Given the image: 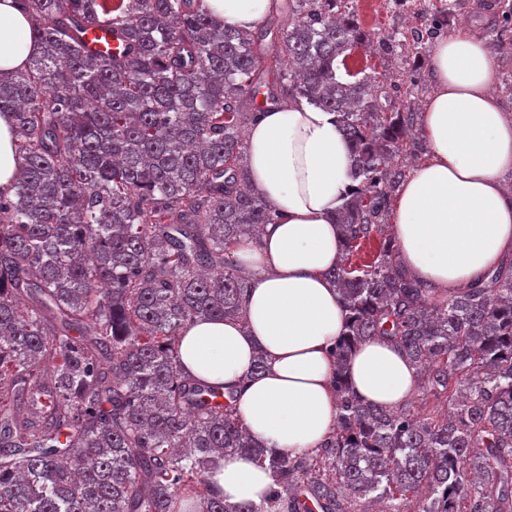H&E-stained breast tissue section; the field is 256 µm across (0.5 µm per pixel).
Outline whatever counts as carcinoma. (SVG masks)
<instances>
[{
    "instance_id": "1",
    "label": "carcinoma",
    "mask_w": 512,
    "mask_h": 512,
    "mask_svg": "<svg viewBox=\"0 0 512 512\" xmlns=\"http://www.w3.org/2000/svg\"><path fill=\"white\" fill-rule=\"evenodd\" d=\"M15 2L40 51L0 74L24 159L0 194V512H512V261L448 298L399 266L384 233L419 113L338 76L367 39L349 0H283L288 27L252 31L204 0ZM102 20L115 52L85 50ZM289 97L338 113L359 179L329 272L346 311L336 428L298 456L258 446L235 392L185 372L177 346L242 316L251 282L230 253L274 219L243 129ZM373 240L372 262L347 261ZM372 338L419 369L398 409L340 371ZM234 454L271 471L264 502L208 489Z\"/></svg>"
}]
</instances>
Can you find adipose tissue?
I'll use <instances>...</instances> for the list:
<instances>
[{"label": "adipose tissue", "instance_id": "ef3b65f1", "mask_svg": "<svg viewBox=\"0 0 512 512\" xmlns=\"http://www.w3.org/2000/svg\"><path fill=\"white\" fill-rule=\"evenodd\" d=\"M219 24L252 29L275 0H206ZM39 50L14 0H0V72ZM435 82L423 104L431 156L414 165L391 206L397 259L425 287L456 294L512 253V116L492 88L496 56L463 29L435 41ZM253 187L276 218L232 250L253 281L244 321H200L184 328L178 352L189 374L238 392L236 413L262 447L297 456L317 450L336 426L331 349L345 310L327 278L341 258L339 208L358 183L336 116L291 102L263 113L246 132ZM21 168L9 114H0V191ZM266 369L254 374L257 358ZM344 372L365 401L396 409L418 392V369L384 340L359 343ZM226 502H261L273 487L252 456L219 459L208 475Z\"/></svg>", "mask_w": 512, "mask_h": 512}]
</instances>
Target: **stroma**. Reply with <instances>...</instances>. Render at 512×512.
<instances>
[{"label":"stroma","mask_w":512,"mask_h":512,"mask_svg":"<svg viewBox=\"0 0 512 512\" xmlns=\"http://www.w3.org/2000/svg\"><path fill=\"white\" fill-rule=\"evenodd\" d=\"M453 5L448 22L440 29L447 36L454 29L478 31L487 42H500L497 52L499 82L493 92L504 109L512 113V25L504 26L501 14L512 7V0H350L361 28L389 40V50L379 47L355 49L346 62L356 77L377 72L380 81L391 88L393 100L422 108L433 86L428 77L427 54L415 51L414 34L427 28L442 5Z\"/></svg>","instance_id":"35a3bbf8"}]
</instances>
